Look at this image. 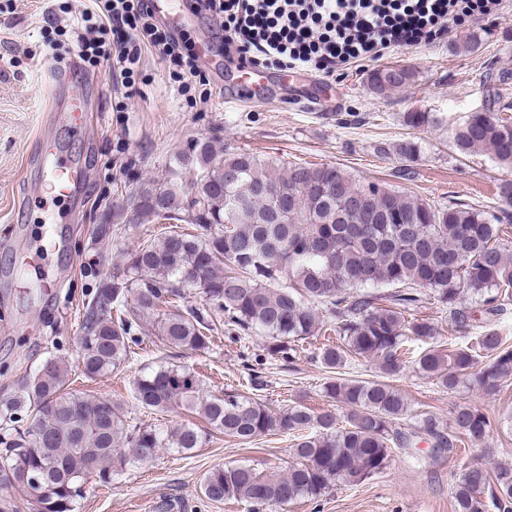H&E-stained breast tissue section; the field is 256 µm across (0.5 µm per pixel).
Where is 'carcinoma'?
<instances>
[{
  "label": "carcinoma",
  "mask_w": 512,
  "mask_h": 512,
  "mask_svg": "<svg viewBox=\"0 0 512 512\" xmlns=\"http://www.w3.org/2000/svg\"><path fill=\"white\" fill-rule=\"evenodd\" d=\"M415 81L405 66H383L368 76L371 93L385 96ZM499 91L486 110L472 112L452 132L462 153L484 149L512 169V122ZM416 142L402 140L380 152L411 161ZM192 176L183 181L182 174ZM499 216L466 204L431 205L374 181H359L333 165H284L217 135L187 140L163 183L144 181L131 195L134 223L183 222L189 232L148 236L121 252L112 275L89 294L80 336L82 374L97 379L122 368L149 324L168 349L205 351L217 326L240 340L260 333L268 354L292 363L300 343L320 331L321 311L336 324V344L313 356L333 373L349 359L375 362L379 379L329 377L325 397L345 410L318 414L294 403L282 411L235 392L210 393L194 369L159 365L139 374V406L165 413L174 406L197 412L214 433L250 444L271 433L293 437L296 463L284 473L227 466L208 473L201 494L209 502H245L253 512L317 497L333 483L358 485L383 472L393 451L411 448L424 434L436 453L454 454L491 428L481 410L456 409L453 424L429 414L419 430L403 427L407 400L385 381L407 362L408 344L429 343L435 325L413 314L421 289L448 308L458 333L473 328L463 290L477 298L482 322L494 325L512 299V247L501 239L512 222V181L500 186ZM391 286L379 295L373 288ZM198 290L201 307L185 304ZM415 369L455 392L467 385L488 396L512 379V346L496 330L444 354L432 347L413 360ZM69 361L49 357L23 389L0 397V414L24 409L33 423L0 434V512H75L83 468L112 480L115 464L133 450L144 462L161 451L189 452L207 433L193 425L140 427L127 423L121 404L69 388ZM42 476L39 483L29 479ZM454 512H512V467L465 465L452 492Z\"/></svg>",
  "instance_id": "carcinoma-1"
}]
</instances>
